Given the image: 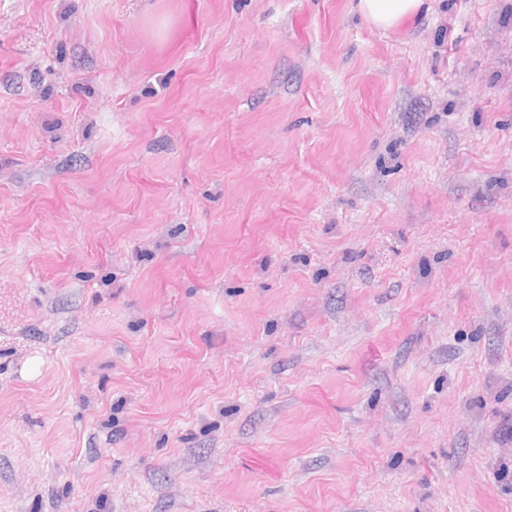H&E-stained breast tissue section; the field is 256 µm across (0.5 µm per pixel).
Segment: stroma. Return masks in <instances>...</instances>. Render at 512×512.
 I'll list each match as a JSON object with an SVG mask.
<instances>
[{
  "label": "stroma",
  "instance_id": "35a3bbf8",
  "mask_svg": "<svg viewBox=\"0 0 512 512\" xmlns=\"http://www.w3.org/2000/svg\"><path fill=\"white\" fill-rule=\"evenodd\" d=\"M0 512H512V0H0ZM424 0H358L357 8L372 27L388 30L413 17Z\"/></svg>",
  "mask_w": 512,
  "mask_h": 512
}]
</instances>
